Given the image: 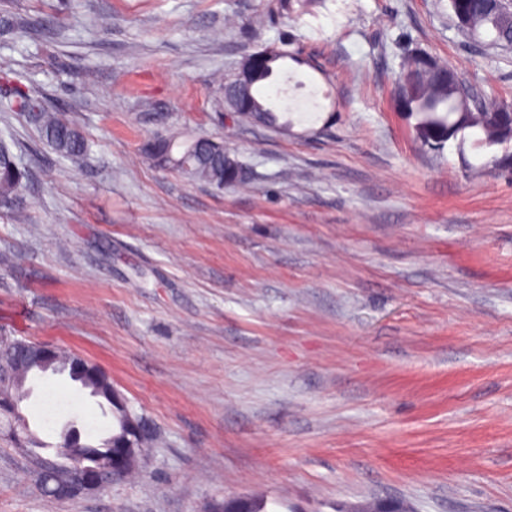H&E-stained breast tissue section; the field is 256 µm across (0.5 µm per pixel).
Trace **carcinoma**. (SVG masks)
I'll list each match as a JSON object with an SVG mask.
<instances>
[{"mask_svg":"<svg viewBox=\"0 0 512 512\" xmlns=\"http://www.w3.org/2000/svg\"><path fill=\"white\" fill-rule=\"evenodd\" d=\"M452 17H465L471 28H492L490 40L484 46L501 51L512 49V3L508 0H449ZM32 21L7 9H0V39H8L19 31L30 28ZM291 57L286 50L267 59L248 63L242 77L224 84L230 110L240 118L276 125L279 116L269 108L258 94V87L270 80L280 61ZM395 97L404 112L419 115L418 127L424 130L429 141L442 145L450 140L463 144L466 133L475 135L472 146L488 149L506 146L512 142V104L489 99L472 90L467 95L476 99L478 107L459 101L455 87L462 83L455 68L434 56L411 51L401 65ZM1 79L10 85L9 103L13 111L22 113L35 127L40 141L59 156L71 161L84 159L89 152V142L78 126L66 113L55 106H48L34 89L9 77ZM146 154L160 167L172 168L186 178L206 183L218 190L241 183V167L224 161L228 151L224 143L206 137L178 142L172 138H157L145 144ZM30 180L29 171L8 145L0 153V212L7 214L16 224L28 222V205L23 190ZM29 391L19 388L0 392V414L17 401L28 397ZM96 397L106 401L114 418L112 437L126 436L122 427V413L113 407L103 391ZM55 456H70L79 466L99 465L112 451L103 446L93 447L81 442L77 445L63 441L54 447ZM212 512H267V500L256 498H228L213 505Z\"/></svg>","mask_w":512,"mask_h":512,"instance_id":"carcinoma-1","label":"carcinoma"}]
</instances>
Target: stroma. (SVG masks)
Returning a JSON list of instances; mask_svg holds the SVG:
<instances>
[{"instance_id":"35a3bbf8","label":"stroma","mask_w":512,"mask_h":512,"mask_svg":"<svg viewBox=\"0 0 512 512\" xmlns=\"http://www.w3.org/2000/svg\"><path fill=\"white\" fill-rule=\"evenodd\" d=\"M36 29L0 68L72 109L59 158L0 111L31 178L0 215V336L99 365L158 437L136 481L75 501L0 435V512H512V178L495 149L436 146L392 93L405 50L512 101V52L477 51L448 0H10ZM288 41L263 95L287 129L232 119L217 75ZM223 140L245 186L156 166L150 139ZM22 411L56 443L111 416L67 376ZM267 499L256 497V498H228L224 499V502L214 504L212 512H228L233 510L244 511V512H268Z\"/></svg>"}]
</instances>
